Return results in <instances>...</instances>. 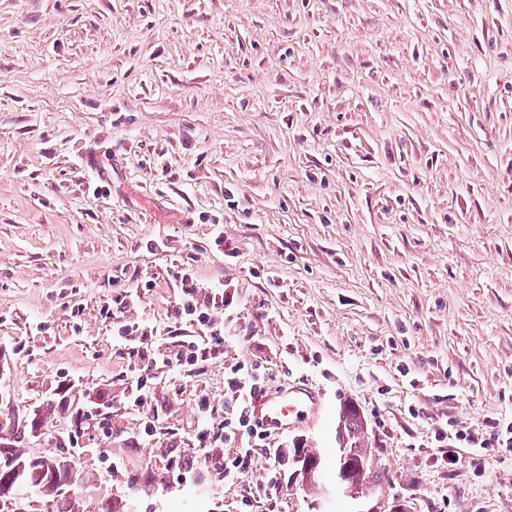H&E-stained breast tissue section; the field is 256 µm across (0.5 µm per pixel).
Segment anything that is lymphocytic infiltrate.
<instances>
[{
    "label": "lymphocytic infiltrate",
    "mask_w": 512,
    "mask_h": 512,
    "mask_svg": "<svg viewBox=\"0 0 512 512\" xmlns=\"http://www.w3.org/2000/svg\"><path fill=\"white\" fill-rule=\"evenodd\" d=\"M229 302L223 291L202 292L200 288H183L172 310L174 321L189 319L203 326L208 334L207 346L180 339L173 342L168 353L154 357L145 355V338L134 323H123L117 328L118 347L122 356L144 362L147 370L201 368L224 351V307ZM271 376L266 368L253 364H236L224 375V395L214 399L202 394L197 403V423L194 438L196 448L175 463L183 482H192L209 472L213 462L210 448L224 440H238L234 457L225 459L221 476L225 489L241 490L245 512L253 508L258 493L242 490L241 485L251 472L257 457L274 456L270 436L253 423L248 406L256 392L265 390Z\"/></svg>",
    "instance_id": "obj_1"
}]
</instances>
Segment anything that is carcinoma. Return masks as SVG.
Masks as SVG:
<instances>
[{"instance_id": "cac0c4a2", "label": "carcinoma", "mask_w": 512, "mask_h": 512, "mask_svg": "<svg viewBox=\"0 0 512 512\" xmlns=\"http://www.w3.org/2000/svg\"><path fill=\"white\" fill-rule=\"evenodd\" d=\"M336 433V465H341L344 457L356 458L361 461V469L352 479L364 484L375 480L377 474L367 448L364 422L356 408H342ZM23 487L37 488L53 505H64V510L54 512H84L77 493L76 467L70 457L62 452L51 459L30 458L0 444V512H21L18 493Z\"/></svg>"}]
</instances>
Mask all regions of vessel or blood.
<instances>
[{"mask_svg":"<svg viewBox=\"0 0 512 512\" xmlns=\"http://www.w3.org/2000/svg\"><path fill=\"white\" fill-rule=\"evenodd\" d=\"M320 407L318 392L304 384H290L256 396L251 411L257 423L277 435L313 421Z\"/></svg>","mask_w":512,"mask_h":512,"instance_id":"vessel-or-blood-1","label":"vessel or blood"}]
</instances>
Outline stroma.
Here are the masks:
<instances>
[{"instance_id": "obj_1", "label": "stroma", "mask_w": 512, "mask_h": 512, "mask_svg": "<svg viewBox=\"0 0 512 512\" xmlns=\"http://www.w3.org/2000/svg\"><path fill=\"white\" fill-rule=\"evenodd\" d=\"M186 268L238 339L157 373L165 433L140 441L108 312L136 288L119 319L149 350L205 343L170 317ZM252 360L324 403L284 436L320 485L260 457L256 512H512V451L458 439L512 419V0H0V420L83 412L85 512H241L171 460ZM346 405L380 472L358 499ZM68 428L16 447L53 457Z\"/></svg>"}]
</instances>
